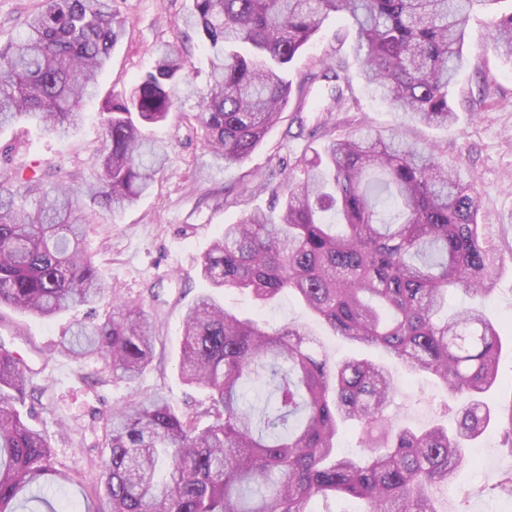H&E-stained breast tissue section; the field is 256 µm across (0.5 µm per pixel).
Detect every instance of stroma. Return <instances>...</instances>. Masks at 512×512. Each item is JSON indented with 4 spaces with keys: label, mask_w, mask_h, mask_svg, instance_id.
<instances>
[{
    "label": "stroma",
    "mask_w": 512,
    "mask_h": 512,
    "mask_svg": "<svg viewBox=\"0 0 512 512\" xmlns=\"http://www.w3.org/2000/svg\"><path fill=\"white\" fill-rule=\"evenodd\" d=\"M190 0H112V7L127 18V31L112 52L100 76V93L128 89L136 77L152 67L159 45L182 47L181 18ZM488 15L474 11L465 24L464 53L468 64L452 89L458 121L448 128L402 124L400 114L373 100L358 75L353 38L337 41L342 28L336 17L326 19L317 36L288 69L299 81L309 67L330 54L347 60L354 103L334 113L339 133L361 127L386 132L402 128L408 139L434 147L457 164L463 178L478 189L480 222L499 255V270L488 296L476 299L456 292L448 298L449 311L483 306L503 342L498 383L488 395L498 419L466 451L453 485L440 499V512H512V493L501 489L512 472V449L502 445L500 431L512 419V64L500 58L489 38ZM317 106L305 108L303 123L293 112H283L263 143L243 164L218 170L202 131L188 107L175 109L156 128L166 140L170 160L150 190L128 210L96 213L87 227L86 247L105 285L106 294L94 308L74 307L51 320L5 308L0 310V340L20 354L32 371L38 400L34 426L46 432L55 452V466L68 474L65 492L78 507L106 512L105 478L101 458L108 455L105 417L112 408L164 395L179 411H198L205 391L184 385L179 376L178 349L186 309L204 290L199 274L202 255L224 225L244 213L266 208L268 192L256 193L259 179L277 185L287 175L288 162L305 146L300 127H314L327 115L326 87H319ZM83 126L69 136L45 135L19 124L0 131V147L10 148L14 169L62 167L78 183L94 181L96 154L102 145L103 126L97 105H89ZM230 312L260 313L277 327L310 317L291 296H281L265 309L237 292L224 293ZM118 302L142 305L155 322L154 359L132 383L117 379L108 361L100 357L76 359L60 351L62 336L80 323L101 322ZM391 371L397 393L384 412L394 424L421 430L436 420L454 425L445 414L447 390L435 377L411 374L400 366Z\"/></svg>",
    "instance_id": "obj_1"
}]
</instances>
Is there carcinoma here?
I'll list each match as a JSON object with an SVG mask.
<instances>
[{"label":"carcinoma","mask_w":512,"mask_h":512,"mask_svg":"<svg viewBox=\"0 0 512 512\" xmlns=\"http://www.w3.org/2000/svg\"><path fill=\"white\" fill-rule=\"evenodd\" d=\"M499 2L192 0L184 25L201 44L206 84L197 86L183 54L168 47L130 91L106 97L97 182L78 189L61 167L0 170V309L51 318L101 299L85 225L93 208L125 210L148 192L169 161L153 129L182 100L195 101L213 163H244L291 97L301 112L312 86L325 82L333 103L345 104L339 57L296 85L285 77L333 14L357 33L370 94L407 120L446 128L457 120L449 97L474 6H484L492 42L512 62V11H496ZM126 25L112 0H40L0 44V128L25 121L50 134L76 130ZM31 195L33 210L19 202ZM270 196L268 210L224 225L201 264L210 290L184 314L181 377L206 390L209 404L189 415L157 395L107 419L110 512H316L313 503L329 498L359 499L363 512H438L465 446L490 426L484 397L499 370L500 335L481 310L438 318L448 292L485 295L498 271L475 184L398 131L361 130L307 146ZM229 289L262 304L287 292L333 335L434 376L448 389L455 432L386 423L397 390L386 365L361 356L332 363L302 324L270 329L224 309L216 294ZM115 309L62 346L105 356L133 381L152 361L153 321L137 306ZM31 385L30 370L1 343L0 512H19L33 488L45 512H58L50 492L65 475L17 408ZM351 421L361 426L358 458L336 452Z\"/></svg>","instance_id":"1"}]
</instances>
